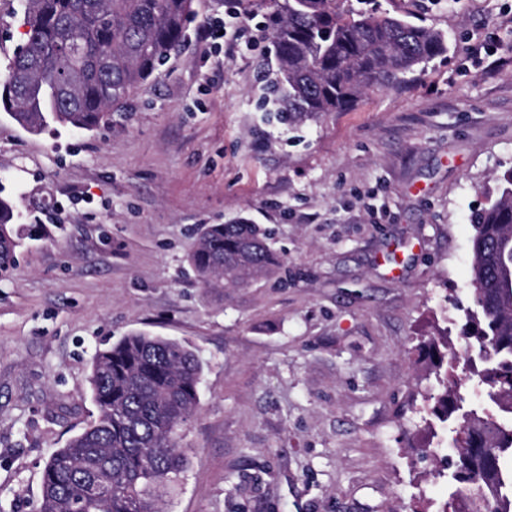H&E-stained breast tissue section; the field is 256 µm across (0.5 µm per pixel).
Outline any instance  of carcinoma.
I'll list each match as a JSON object with an SVG mask.
<instances>
[{
  "label": "carcinoma",
  "instance_id": "obj_1",
  "mask_svg": "<svg viewBox=\"0 0 512 512\" xmlns=\"http://www.w3.org/2000/svg\"><path fill=\"white\" fill-rule=\"evenodd\" d=\"M342 0H268L273 46L280 62V101L297 116L343 112L370 90L399 87L448 51L432 28L391 16L343 11ZM112 15V24L99 19ZM28 26L24 50L7 75H28L0 88V109L23 129L53 124L94 131L108 123L131 90L144 83L183 41L192 0H22ZM16 206L0 196V271L13 268L18 247ZM474 335L487 354L491 401L512 406V170L497 196L474 218ZM190 265L204 287L275 275L282 262L257 224L203 227ZM203 366L188 346L163 336L132 333L96 352L88 377L99 408L93 424L49 458L37 512H162L163 498L187 469L177 430L196 412ZM460 379L443 383L436 417L458 412L453 451L468 512H512V431L483 434L494 416L460 408Z\"/></svg>",
  "mask_w": 512,
  "mask_h": 512
}]
</instances>
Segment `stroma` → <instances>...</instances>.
<instances>
[{"instance_id":"35a3bbf8","label":"stroma","mask_w":512,"mask_h":512,"mask_svg":"<svg viewBox=\"0 0 512 512\" xmlns=\"http://www.w3.org/2000/svg\"><path fill=\"white\" fill-rule=\"evenodd\" d=\"M20 3L0 0V78ZM379 3L448 51L344 112H284L261 0H193L184 45L111 125L0 117L19 238L0 277V512H36L49 457L99 415L96 351L135 332L203 364L165 512H441L433 348L467 346L472 219L512 168V0ZM213 21L226 36L208 43ZM241 218L270 232L287 283L203 288L199 225Z\"/></svg>"}]
</instances>
